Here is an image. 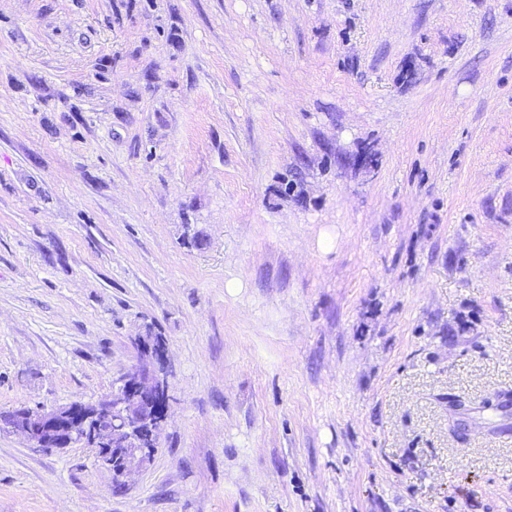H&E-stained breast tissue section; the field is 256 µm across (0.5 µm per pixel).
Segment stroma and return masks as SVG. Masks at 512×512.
<instances>
[{"instance_id": "obj_1", "label": "stroma", "mask_w": 512, "mask_h": 512, "mask_svg": "<svg viewBox=\"0 0 512 512\" xmlns=\"http://www.w3.org/2000/svg\"><path fill=\"white\" fill-rule=\"evenodd\" d=\"M148 328L150 464L0 512H512V0H0V410Z\"/></svg>"}]
</instances>
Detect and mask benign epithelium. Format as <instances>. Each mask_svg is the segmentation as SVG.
I'll return each instance as SVG.
<instances>
[{
	"label": "benign epithelium",
	"instance_id": "7a95c632",
	"mask_svg": "<svg viewBox=\"0 0 512 512\" xmlns=\"http://www.w3.org/2000/svg\"><path fill=\"white\" fill-rule=\"evenodd\" d=\"M138 361L124 374L118 389L95 404L73 402L31 412L18 427L41 448H69L87 442L96 449L97 461L112 467L121 459L124 472L143 467L149 460L145 430L157 438L170 407V384L164 368V348L152 336L135 340Z\"/></svg>",
	"mask_w": 512,
	"mask_h": 512
}]
</instances>
